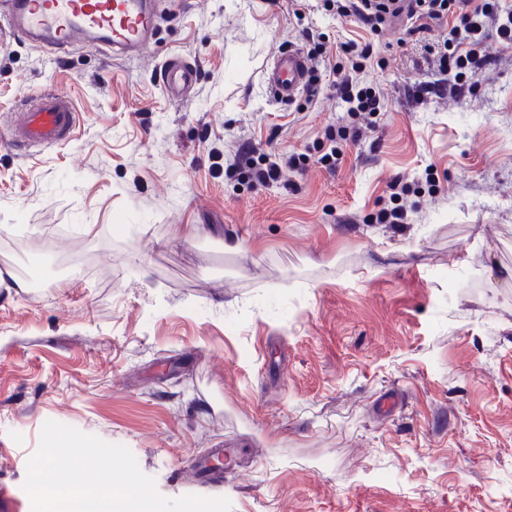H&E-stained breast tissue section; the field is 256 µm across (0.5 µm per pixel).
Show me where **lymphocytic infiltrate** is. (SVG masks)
Here are the masks:
<instances>
[{"label": "lymphocytic infiltrate", "mask_w": 512, "mask_h": 512, "mask_svg": "<svg viewBox=\"0 0 512 512\" xmlns=\"http://www.w3.org/2000/svg\"><path fill=\"white\" fill-rule=\"evenodd\" d=\"M325 10L342 16L355 17L361 27L378 32L387 19L403 15L409 23L423 20L435 26H449V35L425 44L424 59L444 79L462 84L475 77L487 62L489 55L485 42L489 38L512 43V19L501 20L499 0H323ZM340 50L345 57L348 75L336 85L343 102L348 103L350 124L338 129V141L356 140L361 129L354 123L358 116L373 115L382 109L380 97L373 87L360 79L372 56L370 44L350 39L342 42ZM338 141L329 142L320 158L326 168L336 166ZM302 155L255 154L247 145L241 146L228 164L225 173L262 186L280 183L284 169H301Z\"/></svg>", "instance_id": "lymphocytic-infiltrate-1"}]
</instances>
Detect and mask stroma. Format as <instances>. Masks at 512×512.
Returning a JSON list of instances; mask_svg holds the SVG:
<instances>
[{"instance_id":"35a3bbf8","label":"stroma","mask_w":512,"mask_h":512,"mask_svg":"<svg viewBox=\"0 0 512 512\" xmlns=\"http://www.w3.org/2000/svg\"><path fill=\"white\" fill-rule=\"evenodd\" d=\"M159 0L151 48L0 47V485L17 512L46 421L127 446L164 497L232 512H512V43L458 91L412 97L421 50L372 35L374 130L319 162L335 89L273 100L304 31L361 30L310 0ZM197 66L172 101L158 69ZM69 94L73 139L26 152L7 121ZM306 153L293 188L224 169L242 143ZM408 221L379 224L387 185ZM39 274L42 287L17 289ZM236 449L221 485L205 450ZM266 83L270 94L280 102H292L306 84L308 61L298 47L278 50L266 68Z\"/></svg>"}]
</instances>
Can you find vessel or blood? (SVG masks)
<instances>
[{"label":"vessel or blood","instance_id":"1","mask_svg":"<svg viewBox=\"0 0 512 512\" xmlns=\"http://www.w3.org/2000/svg\"><path fill=\"white\" fill-rule=\"evenodd\" d=\"M155 18L152 0H13L9 33L27 36L58 54L93 35L113 54L128 56L143 53L152 44ZM307 75L303 51L281 49L267 65V88L275 99L289 103L304 87ZM158 76L164 92L175 99L191 91L196 71L175 57L160 67ZM77 123L78 113L68 96L44 93L28 111L14 116L10 146L23 150L67 141Z\"/></svg>","mask_w":512,"mask_h":512}]
</instances>
